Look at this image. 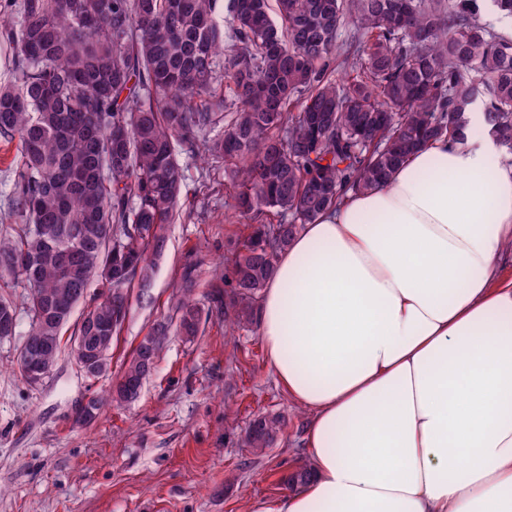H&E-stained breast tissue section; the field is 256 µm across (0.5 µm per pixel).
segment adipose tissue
<instances>
[{"mask_svg": "<svg viewBox=\"0 0 512 512\" xmlns=\"http://www.w3.org/2000/svg\"><path fill=\"white\" fill-rule=\"evenodd\" d=\"M504 156L486 132L423 147L281 252L258 328L309 476L251 512H512Z\"/></svg>", "mask_w": 512, "mask_h": 512, "instance_id": "1", "label": "adipose tissue"}]
</instances>
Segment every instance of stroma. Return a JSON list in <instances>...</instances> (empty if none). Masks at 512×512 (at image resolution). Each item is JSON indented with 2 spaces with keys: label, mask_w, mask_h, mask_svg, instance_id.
<instances>
[{
  "label": "stroma",
  "mask_w": 512,
  "mask_h": 512,
  "mask_svg": "<svg viewBox=\"0 0 512 512\" xmlns=\"http://www.w3.org/2000/svg\"><path fill=\"white\" fill-rule=\"evenodd\" d=\"M189 163L183 214L167 227L165 252L148 288H132L128 319L112 345L108 373L88 379L66 346L39 384L20 375L17 357L29 329L23 288L9 289L17 308L14 336L0 339V512H250L253 502L282 495L277 479L307 461V414L277 384L258 327L224 343V323L209 315L194 341L170 335L137 401L105 404L91 424L80 405L107 395L152 325L173 317L184 264L198 266L193 301L210 307L223 286L228 240L243 225L225 219L223 173L198 183ZM281 413L276 447L254 454L240 437L255 415Z\"/></svg>",
  "instance_id": "stroma-1"
}]
</instances>
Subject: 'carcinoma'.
Returning <instances> with one entry per match:
<instances>
[{
  "label": "carcinoma",
  "mask_w": 512,
  "mask_h": 512,
  "mask_svg": "<svg viewBox=\"0 0 512 512\" xmlns=\"http://www.w3.org/2000/svg\"><path fill=\"white\" fill-rule=\"evenodd\" d=\"M5 0L0 38L13 76L0 84L6 167L0 289H26L30 329L18 357L54 365L71 310L88 377L110 367L128 289L144 288L181 206L182 156L222 168L249 233L228 249L225 331L258 322L256 299L301 225L349 192L382 187L419 148L482 119L512 165V35L482 20L485 0ZM351 39L339 40L346 25ZM230 98H224V86ZM100 292L88 297L92 284ZM177 329L198 335L187 295ZM17 326L0 296V336ZM171 322H156L112 383L135 401ZM286 426L253 419L243 447L263 454Z\"/></svg>",
  "instance_id": "carcinoma-1"
}]
</instances>
